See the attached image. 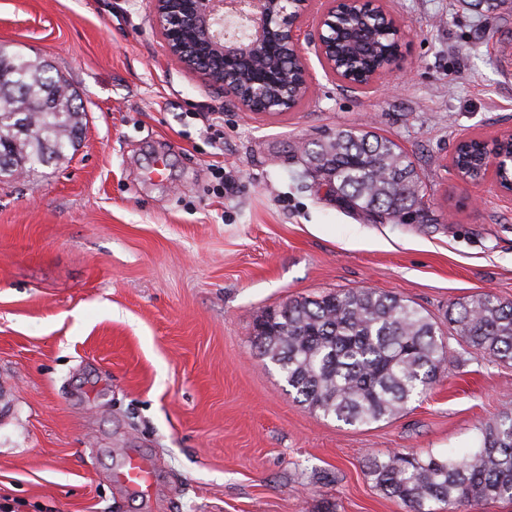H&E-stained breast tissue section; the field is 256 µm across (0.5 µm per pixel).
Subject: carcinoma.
Instances as JSON below:
<instances>
[{"label": "carcinoma", "instance_id": "cac0c4a2", "mask_svg": "<svg viewBox=\"0 0 512 512\" xmlns=\"http://www.w3.org/2000/svg\"><path fill=\"white\" fill-rule=\"evenodd\" d=\"M338 72L359 79L393 53L376 21L364 35L336 19ZM83 117L65 80L47 65L0 45V177L31 172L67 156ZM304 155L347 208L428 221L412 156L393 139L357 128L310 143ZM482 141L471 138L452 158L473 180L486 174ZM448 324L494 362L512 363V301L481 293L448 307ZM254 346L277 364L295 399L350 426L393 418L430 389L451 363L438 323L404 297L367 288L290 300L262 316ZM474 451L425 457L396 451L365 462L366 475L409 512H474L512 501V407L480 423Z\"/></svg>", "mask_w": 512, "mask_h": 512}]
</instances>
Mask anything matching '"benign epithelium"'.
Listing matches in <instances>:
<instances>
[{"mask_svg": "<svg viewBox=\"0 0 512 512\" xmlns=\"http://www.w3.org/2000/svg\"><path fill=\"white\" fill-rule=\"evenodd\" d=\"M320 0H149L150 18L168 54L202 81L224 91V97L245 112L271 113L288 99V74L279 88L264 79L241 84L239 65L269 56V39L284 37L298 60L304 89L311 71L301 43V28L312 19V46L325 73L336 76L327 58L332 43L329 27L336 8L348 11L367 25L370 10L384 11L381 0H338L319 8Z\"/></svg>", "mask_w": 512, "mask_h": 512, "instance_id": "1", "label": "benign epithelium"}]
</instances>
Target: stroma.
<instances>
[{
  "label": "stroma",
  "mask_w": 512,
  "mask_h": 512,
  "mask_svg": "<svg viewBox=\"0 0 512 512\" xmlns=\"http://www.w3.org/2000/svg\"><path fill=\"white\" fill-rule=\"evenodd\" d=\"M404 31L383 82L326 76L256 115L168 55L148 0H0V43L46 60L84 114L62 163L0 179V512H407L364 472L397 450L478 445L512 365L458 340L400 416L349 426L296 401L254 347L302 297L372 288L447 327L512 300V195L463 184L460 139L512 131V0H383ZM354 127L413 154L432 221L325 195L302 147ZM137 452L149 497L112 475Z\"/></svg>",
  "instance_id": "obj_1"
}]
</instances>
